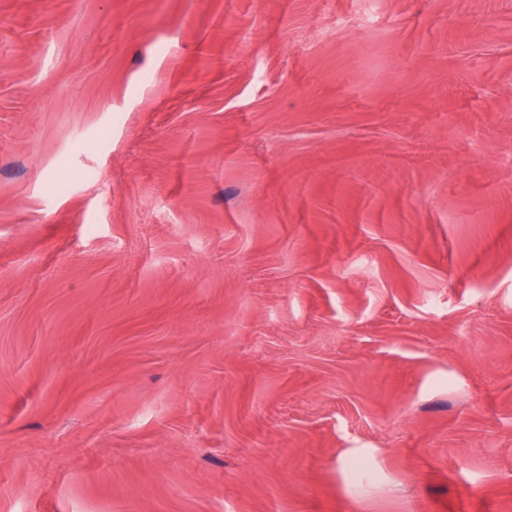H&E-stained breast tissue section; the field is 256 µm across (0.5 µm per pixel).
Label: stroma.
<instances>
[{
	"mask_svg": "<svg viewBox=\"0 0 512 512\" xmlns=\"http://www.w3.org/2000/svg\"><path fill=\"white\" fill-rule=\"evenodd\" d=\"M0 512H512V0H0Z\"/></svg>",
	"mask_w": 512,
	"mask_h": 512,
	"instance_id": "35a3bbf8",
	"label": "stroma"
}]
</instances>
